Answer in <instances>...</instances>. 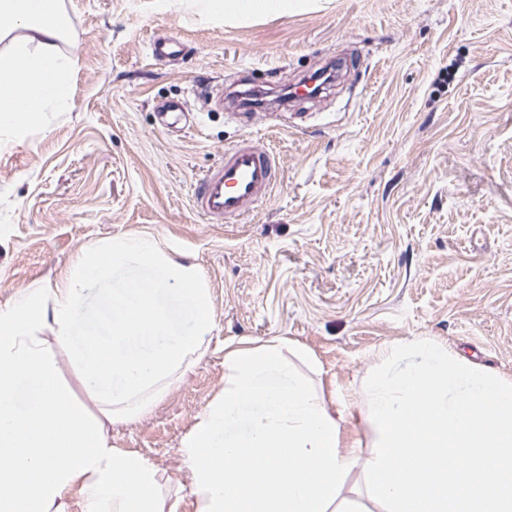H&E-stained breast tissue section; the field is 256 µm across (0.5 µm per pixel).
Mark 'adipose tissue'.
<instances>
[{
    "instance_id": "1",
    "label": "adipose tissue",
    "mask_w": 512,
    "mask_h": 512,
    "mask_svg": "<svg viewBox=\"0 0 512 512\" xmlns=\"http://www.w3.org/2000/svg\"><path fill=\"white\" fill-rule=\"evenodd\" d=\"M21 26L42 41L0 58V127L15 129L68 99L67 75L80 54L51 50L67 27L56 0H0V35ZM301 363L319 369L308 349L285 341L226 350L224 392L179 448L194 512H346V480L363 469L364 444L378 438L366 394H357L358 415L330 412Z\"/></svg>"
}]
</instances>
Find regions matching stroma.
Returning a JSON list of instances; mask_svg holds the SVG:
<instances>
[{"mask_svg":"<svg viewBox=\"0 0 512 512\" xmlns=\"http://www.w3.org/2000/svg\"><path fill=\"white\" fill-rule=\"evenodd\" d=\"M83 48L66 105L0 135V309L62 287L83 251L151 238L200 270L213 330L150 411L106 425L193 512L179 447L224 389V349L281 340L318 359L328 406L352 408L373 353L425 336L512 378V0H62ZM186 51L154 63L153 37ZM349 55L291 132L273 104L246 123L215 110L244 70L276 87ZM187 102L181 128L158 105ZM282 179L255 215L211 224L192 187L244 135Z\"/></svg>","mask_w":512,"mask_h":512,"instance_id":"obj_1","label":"stroma"}]
</instances>
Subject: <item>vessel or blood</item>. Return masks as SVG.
I'll use <instances>...</instances> for the list:
<instances>
[{"label": "vessel or blood", "instance_id": "1", "mask_svg": "<svg viewBox=\"0 0 512 512\" xmlns=\"http://www.w3.org/2000/svg\"><path fill=\"white\" fill-rule=\"evenodd\" d=\"M183 49V41L174 34L155 38L149 45L151 58L160 63L177 59ZM184 114V102L172 99L162 103L156 118L162 128L168 129ZM279 181L275 154L246 136L225 147L223 157L202 175L192 206L209 223H239L254 215Z\"/></svg>", "mask_w": 512, "mask_h": 512}]
</instances>
